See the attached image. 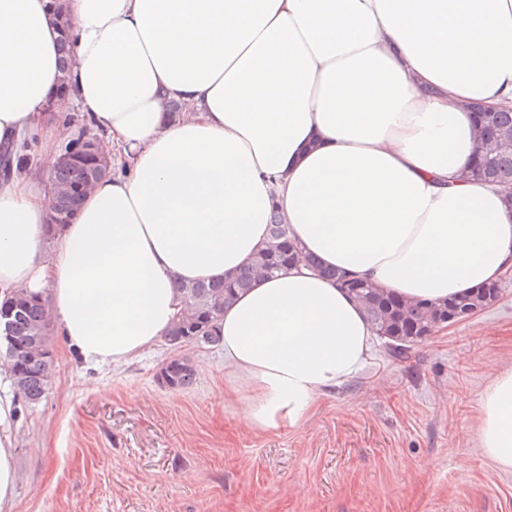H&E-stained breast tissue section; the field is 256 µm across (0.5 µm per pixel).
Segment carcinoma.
Listing matches in <instances>:
<instances>
[{"instance_id":"1","label":"carcinoma","mask_w":512,"mask_h":512,"mask_svg":"<svg viewBox=\"0 0 512 512\" xmlns=\"http://www.w3.org/2000/svg\"><path fill=\"white\" fill-rule=\"evenodd\" d=\"M52 7L62 33L61 63L65 65L69 52V19L57 0ZM486 122L497 129L503 138L512 141V110L493 112L486 117ZM93 171L100 178L109 174L107 168L99 165L98 155L94 151L78 148L73 154L59 159L53 171L57 192L52 206V224L59 226L69 221ZM467 175L469 180L480 183L512 182V149L495 151L490 160L469 170ZM308 261L310 258L293 243L288 225L282 223L279 215H274L273 222L268 226L265 245L249 266L221 282L202 281L177 286L180 299H188L190 306L185 313L176 315L165 339L170 345L177 346L186 341L196 326L204 325L216 330V322L224 314V306L249 290L255 279L273 277ZM353 298L363 307L375 331L391 327L396 335L405 337L402 342H389V357L394 360L408 358L413 343L422 341L418 331L429 325L436 313H446L451 306L461 305L467 300L463 296L451 298L442 304L406 302L367 283L353 294ZM2 306L15 309L20 332L16 341L29 347V353L17 365L13 363L10 352H5L14 386L26 403L37 404L46 395L49 369L52 367V360L48 357L50 323L45 316L43 303L37 295L19 290L4 296L0 301ZM169 369L171 387L187 388L194 383L195 370L187 365V360L175 358L170 361Z\"/></svg>"}]
</instances>
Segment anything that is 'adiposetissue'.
Here are the masks:
<instances>
[{
	"instance_id": "ef3b65f1",
	"label": "adipose tissue",
	"mask_w": 512,
	"mask_h": 512,
	"mask_svg": "<svg viewBox=\"0 0 512 512\" xmlns=\"http://www.w3.org/2000/svg\"><path fill=\"white\" fill-rule=\"evenodd\" d=\"M0 0V297L39 295L100 366L169 330L177 284L248 265L273 215L302 252L405 300L442 303L512 270V185L463 181L470 103L512 101V0ZM112 171L50 227L59 94ZM179 115H170V102ZM224 402L254 433L297 429L365 367L374 330L301 266L225 307ZM18 406L0 394V512L15 497ZM480 446L512 469V368L480 398Z\"/></svg>"
}]
</instances>
